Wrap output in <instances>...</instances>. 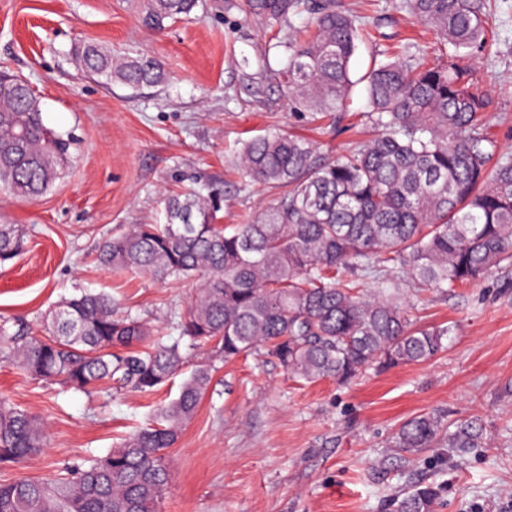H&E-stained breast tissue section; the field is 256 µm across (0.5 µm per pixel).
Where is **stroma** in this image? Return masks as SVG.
I'll list each match as a JSON object with an SVG mask.
<instances>
[{
	"instance_id": "stroma-1",
	"label": "stroma",
	"mask_w": 512,
	"mask_h": 512,
	"mask_svg": "<svg viewBox=\"0 0 512 512\" xmlns=\"http://www.w3.org/2000/svg\"><path fill=\"white\" fill-rule=\"evenodd\" d=\"M495 43L472 63L489 90L490 132L512 152V0H487ZM366 17L350 69L349 111L318 121L291 111L276 72L275 44L303 19L279 22L257 0H200L190 19L149 28L143 0H0V70L21 78L40 100L45 124L73 136L72 159L54 188L35 199L0 193V224L28 233L23 255L0 268V324L25 321L45 335L44 316L86 289L112 294L123 310L171 329L196 285L161 284L97 261L105 240L132 224L159 223L163 198L193 187L220 205L221 224H239L276 199L268 185L244 184L236 164L243 141L286 131L333 158L369 133L360 79L374 55L435 36L400 0H336ZM158 57L167 72L133 90L88 77L75 45ZM418 324H446L447 346L432 360L367 371L347 386L287 375L270 357L226 362L183 344L189 362H209L212 384L177 444L160 512H391L390 500L417 482L443 488L438 512H493L512 501V265L448 294L408 286ZM182 377L158 392L83 393L31 379L0 355V396L39 417L43 451L22 467H0V482L47 479L107 455L153 423L177 397ZM438 411L474 420L484 447L440 443L417 454L392 448L409 418Z\"/></svg>"
}]
</instances>
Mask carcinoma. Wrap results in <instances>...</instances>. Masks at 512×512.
Instances as JSON below:
<instances>
[{
  "label": "carcinoma",
  "instance_id": "obj_1",
  "mask_svg": "<svg viewBox=\"0 0 512 512\" xmlns=\"http://www.w3.org/2000/svg\"><path fill=\"white\" fill-rule=\"evenodd\" d=\"M277 19L307 14L311 33L281 43L277 75L293 108L312 120L343 112L355 86L350 62L361 33L334 0H262ZM198 0H144L154 26L189 17ZM412 16L453 53L428 61L405 49L374 60L360 78L372 108V136L320 161L307 139L270 133L247 140L243 178L282 189L250 222H213V199L185 188L164 199V222L133 224L100 246V263L158 281L195 280V299L175 322L178 337L120 311L103 292H83L46 314L49 337L0 326V350L31 377L77 390L117 384L157 390L182 371L186 337L224 360L267 355L289 373L347 384L369 368L423 363L445 349L448 325L418 326L399 296L412 281L446 293L512 262V153L487 132L491 99L471 63L488 47L483 0H407ZM89 76L130 89L165 80L145 53L112 56L82 43ZM71 136L44 124L38 97L0 72V191L45 194L70 164ZM27 244L20 224H0V265ZM214 369L196 364L155 424L100 458L51 480L0 482V512H158L172 478L169 449L197 412ZM448 432L450 448H482L474 420L449 431L442 415L406 420L393 447L419 453ZM45 445L44 423L0 399V465L15 466ZM441 489L416 483L396 495L394 512H435Z\"/></svg>",
  "mask_w": 512,
  "mask_h": 512
}]
</instances>
